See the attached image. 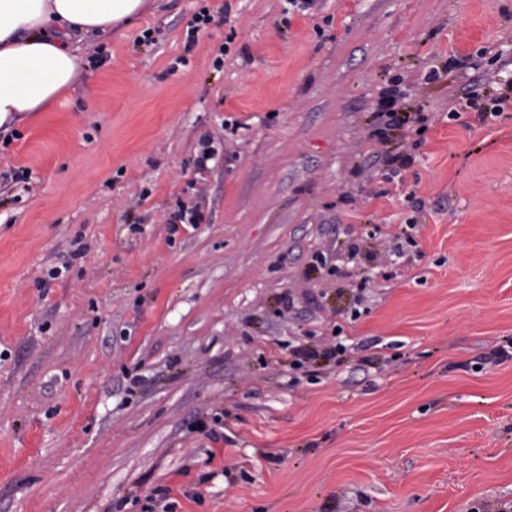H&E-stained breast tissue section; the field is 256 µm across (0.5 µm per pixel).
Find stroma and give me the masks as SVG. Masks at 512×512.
I'll list each match as a JSON object with an SVG mask.
<instances>
[{"label": "stroma", "instance_id": "obj_1", "mask_svg": "<svg viewBox=\"0 0 512 512\" xmlns=\"http://www.w3.org/2000/svg\"><path fill=\"white\" fill-rule=\"evenodd\" d=\"M81 48L0 126V512L512 506V108L448 117L512 88V0H147ZM394 76L428 121L391 181ZM511 95L504 93H490L487 95H479L476 92H470L460 95L448 104V117L452 119L461 112V110L472 109L477 112L479 122L485 123L489 119L494 120L502 116L504 105H511Z\"/></svg>", "mask_w": 512, "mask_h": 512}]
</instances>
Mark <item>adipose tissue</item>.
<instances>
[{"instance_id":"obj_1","label":"adipose tissue","mask_w":512,"mask_h":512,"mask_svg":"<svg viewBox=\"0 0 512 512\" xmlns=\"http://www.w3.org/2000/svg\"><path fill=\"white\" fill-rule=\"evenodd\" d=\"M145 0H0V124L68 93L86 63L74 38L134 18Z\"/></svg>"}]
</instances>
